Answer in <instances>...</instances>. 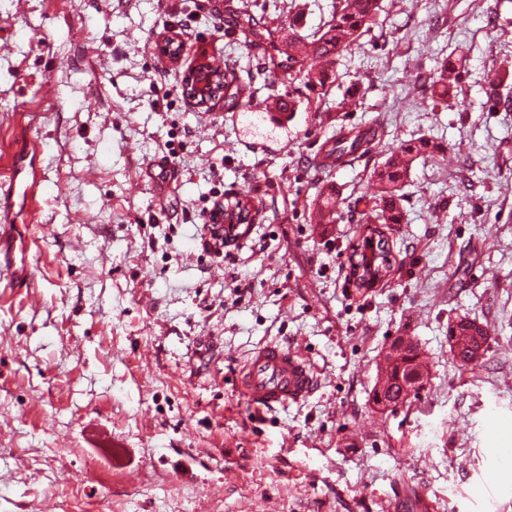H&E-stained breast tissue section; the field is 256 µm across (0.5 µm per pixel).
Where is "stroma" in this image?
<instances>
[{
    "label": "stroma",
    "instance_id": "35a3bbf8",
    "mask_svg": "<svg viewBox=\"0 0 512 512\" xmlns=\"http://www.w3.org/2000/svg\"><path fill=\"white\" fill-rule=\"evenodd\" d=\"M337 2L0 0V167L31 130L44 180L37 212L15 214L27 287L7 285L0 229V512H512L495 479L512 458V0H382L319 94L224 27L244 3L263 34L309 36ZM168 37L174 61L151 51ZM453 52L460 80L429 105L422 85ZM205 54L236 59L257 98L297 93L295 119L270 126L227 94L196 105L184 79ZM365 126L368 152L314 169L337 129ZM420 139L447 158L414 161L394 267L359 292L341 272L366 230L349 205ZM171 150L160 194L146 171ZM243 193L259 213L231 266L198 233L209 200ZM325 194L337 223L315 219ZM459 316L490 331L472 370L449 351ZM401 336L429 373L382 413L372 389ZM272 342L321 384L262 412L237 378Z\"/></svg>",
    "mask_w": 512,
    "mask_h": 512
}]
</instances>
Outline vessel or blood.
<instances>
[{
  "label": "vessel or blood",
  "mask_w": 512,
  "mask_h": 512,
  "mask_svg": "<svg viewBox=\"0 0 512 512\" xmlns=\"http://www.w3.org/2000/svg\"><path fill=\"white\" fill-rule=\"evenodd\" d=\"M40 185L30 155L12 157L8 172L0 175V221H12L15 205L35 209ZM317 383L311 363L298 351L279 343L255 351L239 377L242 393L258 409L299 402L314 391Z\"/></svg>",
  "instance_id": "b4317fda"
}]
</instances>
